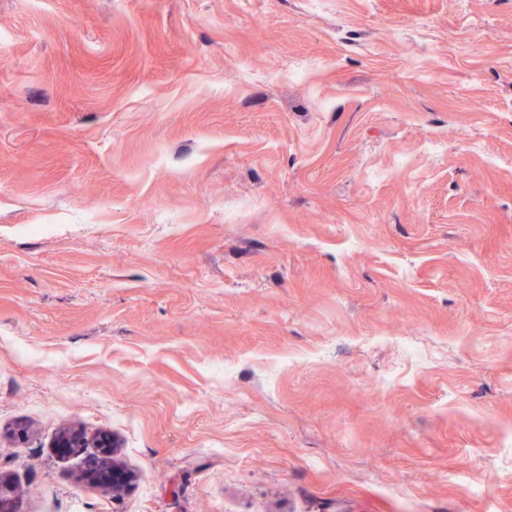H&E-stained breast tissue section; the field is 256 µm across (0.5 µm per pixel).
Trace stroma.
<instances>
[{
    "instance_id": "35a3bbf8",
    "label": "stroma",
    "mask_w": 512,
    "mask_h": 512,
    "mask_svg": "<svg viewBox=\"0 0 512 512\" xmlns=\"http://www.w3.org/2000/svg\"><path fill=\"white\" fill-rule=\"evenodd\" d=\"M0 474L512 512V0H0Z\"/></svg>"
}]
</instances>
